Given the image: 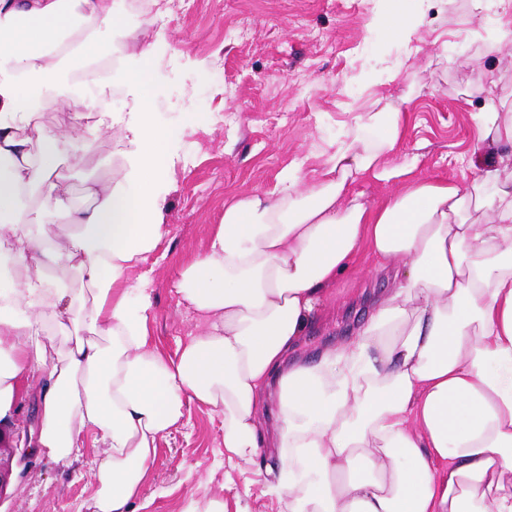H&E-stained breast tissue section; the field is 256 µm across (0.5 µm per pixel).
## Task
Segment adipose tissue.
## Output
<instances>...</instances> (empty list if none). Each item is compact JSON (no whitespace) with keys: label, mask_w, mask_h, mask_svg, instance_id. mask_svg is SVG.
<instances>
[{"label":"adipose tissue","mask_w":512,"mask_h":512,"mask_svg":"<svg viewBox=\"0 0 512 512\" xmlns=\"http://www.w3.org/2000/svg\"><path fill=\"white\" fill-rule=\"evenodd\" d=\"M116 20L112 0H0L12 63L0 79V256L26 270L0 283V423L40 377L38 452L64 462L88 438L104 449L93 512H135L188 402L221 418L229 465L277 449L269 489L286 512H512V92L472 115L486 163L468 181L396 163L406 115L378 99L311 175L291 168L277 192L226 203L177 282L200 330L167 358L149 343L140 270L166 233L173 162L148 110L154 46L130 36L123 111L73 115L72 131L112 130L123 145L120 179L88 184L91 208L71 204L39 99L63 59L90 54L82 31ZM364 181L392 190L371 203L355 189ZM60 212L73 224L62 238L49 226ZM363 252L389 288L364 296L348 342L298 357ZM47 320L59 347L40 340Z\"/></svg>","instance_id":"obj_1"}]
</instances>
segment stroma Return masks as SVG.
Listing matches in <instances>:
<instances>
[{"mask_svg": "<svg viewBox=\"0 0 512 512\" xmlns=\"http://www.w3.org/2000/svg\"><path fill=\"white\" fill-rule=\"evenodd\" d=\"M114 12L117 25L93 32L98 50L128 54L130 29L153 42L150 110L175 158L167 172L168 233L147 260L154 269L149 340L167 357L198 330L175 282L215 233L229 200L275 192L287 168H318L329 144L345 138L378 98L407 112L398 163L416 164L424 177H473L481 154L472 115L483 110L491 86L512 89V45L494 48L487 39L502 18L472 0H168L163 10L114 0ZM402 14L423 16L417 40L381 27ZM243 26L245 40L237 36ZM41 100L51 134L66 132L74 111L90 102L68 74L42 90ZM120 149L113 132L84 133L79 161L63 168L74 206H91L88 180H119ZM372 266L361 255L337 282L301 355L315 357L365 319L357 293L386 286ZM99 454L86 447L67 464L40 454L30 466L13 463L0 512H90ZM278 464L269 448L255 466H225L220 418L189 402L160 441L135 506L185 512L190 500L224 496L241 512H280L265 475Z\"/></svg>", "mask_w": 512, "mask_h": 512, "instance_id": "35a3bbf8", "label": "stroma"}]
</instances>
